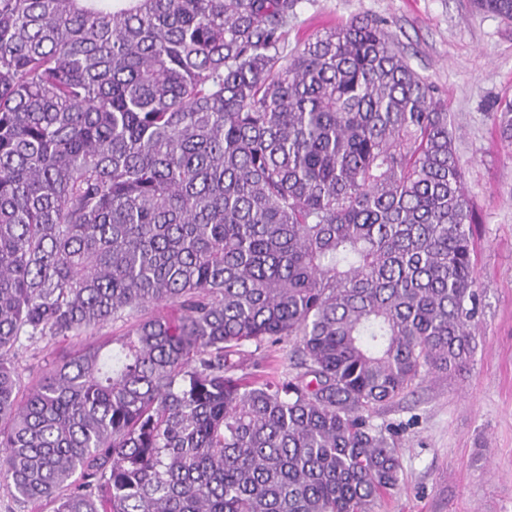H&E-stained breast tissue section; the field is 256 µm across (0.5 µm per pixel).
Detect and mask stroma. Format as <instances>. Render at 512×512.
I'll return each instance as SVG.
<instances>
[{"label":"stroma","instance_id":"stroma-1","mask_svg":"<svg viewBox=\"0 0 512 512\" xmlns=\"http://www.w3.org/2000/svg\"><path fill=\"white\" fill-rule=\"evenodd\" d=\"M368 16L390 32L435 87L455 133L475 213L482 294L468 370L430 377L376 409L397 433L402 479L373 512H512V146L496 127L512 100V21L475 0H300L284 49L324 27ZM73 340L28 345L18 361L29 391Z\"/></svg>","mask_w":512,"mask_h":512}]
</instances>
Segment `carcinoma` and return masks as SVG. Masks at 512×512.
<instances>
[{
  "instance_id": "carcinoma-1",
  "label": "carcinoma",
  "mask_w": 512,
  "mask_h": 512,
  "mask_svg": "<svg viewBox=\"0 0 512 512\" xmlns=\"http://www.w3.org/2000/svg\"><path fill=\"white\" fill-rule=\"evenodd\" d=\"M298 0H0V480L53 512H372L369 412L463 371L478 313L448 110ZM512 20V0H476ZM498 124L512 143V101ZM79 347L19 400L23 342ZM296 341L293 369L239 374ZM284 349V350H283ZM290 350V346L287 345H276L269 347L263 351L254 352L252 355L246 356L245 366L247 368V372H255V371H261L264 369L265 366H267L268 362L272 360H276L275 362H278L281 364V368L283 367V362L285 361V354ZM289 361L286 360L285 364H288Z\"/></svg>"
}]
</instances>
